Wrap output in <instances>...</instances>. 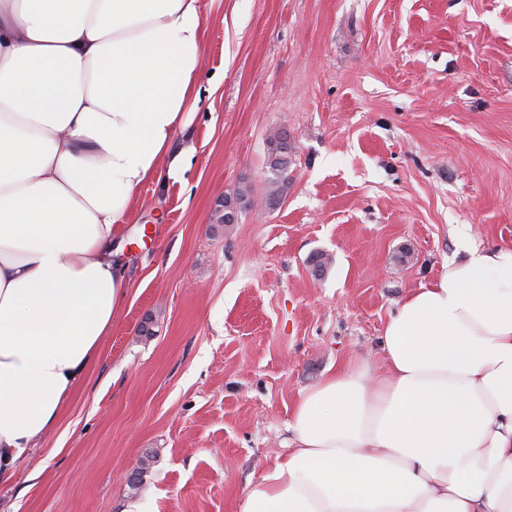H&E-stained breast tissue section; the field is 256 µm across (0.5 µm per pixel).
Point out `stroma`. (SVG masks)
<instances>
[{"label":"stroma","mask_w":512,"mask_h":512,"mask_svg":"<svg viewBox=\"0 0 512 512\" xmlns=\"http://www.w3.org/2000/svg\"><path fill=\"white\" fill-rule=\"evenodd\" d=\"M199 84L192 164L126 224L131 296L0 512H238L301 391L463 244L512 245V0H212ZM269 145L267 164L273 177L268 181V196L275 200L279 195V183L288 171V143L276 134Z\"/></svg>","instance_id":"stroma-1"}]
</instances>
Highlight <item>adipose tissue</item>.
I'll list each match as a JSON object with an SVG mask.
<instances>
[{
	"label": "adipose tissue",
	"mask_w": 512,
	"mask_h": 512,
	"mask_svg": "<svg viewBox=\"0 0 512 512\" xmlns=\"http://www.w3.org/2000/svg\"><path fill=\"white\" fill-rule=\"evenodd\" d=\"M205 0H0V481L125 306L126 216L200 100ZM295 402L240 512H512V246L465 248Z\"/></svg>",
	"instance_id": "ef3b65f1"
}]
</instances>
